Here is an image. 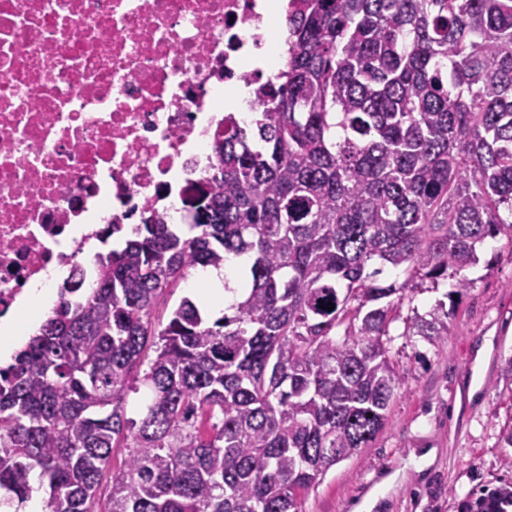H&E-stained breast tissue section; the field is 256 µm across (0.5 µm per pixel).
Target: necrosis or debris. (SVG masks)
<instances>
[{
  "instance_id": "1",
  "label": "necrosis or debris",
  "mask_w": 512,
  "mask_h": 512,
  "mask_svg": "<svg viewBox=\"0 0 512 512\" xmlns=\"http://www.w3.org/2000/svg\"><path fill=\"white\" fill-rule=\"evenodd\" d=\"M282 0H0V318L104 224L174 223Z\"/></svg>"
}]
</instances>
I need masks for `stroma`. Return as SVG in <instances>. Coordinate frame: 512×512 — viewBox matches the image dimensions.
<instances>
[{
  "mask_svg": "<svg viewBox=\"0 0 512 512\" xmlns=\"http://www.w3.org/2000/svg\"><path fill=\"white\" fill-rule=\"evenodd\" d=\"M466 270L472 286L437 345L402 337L403 382L369 447L331 467L302 512H456L458 497L512 481L501 433L512 425V241L487 240Z\"/></svg>",
  "mask_w": 512,
  "mask_h": 512,
  "instance_id": "stroma-1",
  "label": "stroma"
}]
</instances>
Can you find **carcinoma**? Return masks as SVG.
Wrapping results in <instances>:
<instances>
[{
    "instance_id": "cac0c4a2",
    "label": "carcinoma",
    "mask_w": 512,
    "mask_h": 512,
    "mask_svg": "<svg viewBox=\"0 0 512 512\" xmlns=\"http://www.w3.org/2000/svg\"><path fill=\"white\" fill-rule=\"evenodd\" d=\"M286 43L259 144L224 116L188 233L108 225L97 287L78 269L0 367V505L24 509L37 470L42 512H91L105 478L109 512H301L389 420L393 324L436 344L478 248L512 241V0H290ZM229 254L249 265L222 316L186 296L160 320ZM457 512H512V482Z\"/></svg>"
}]
</instances>
